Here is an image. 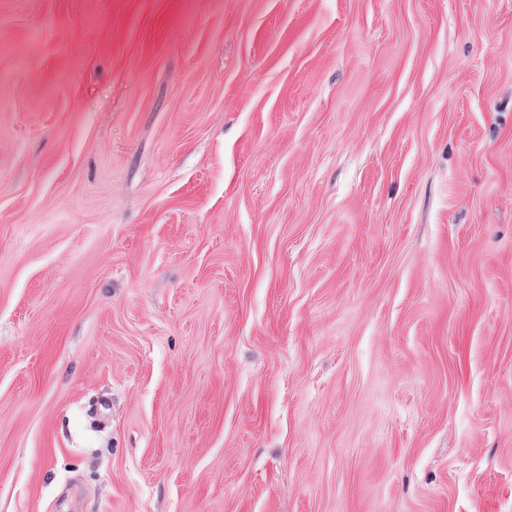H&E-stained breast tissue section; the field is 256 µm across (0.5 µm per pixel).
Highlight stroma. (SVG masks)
Masks as SVG:
<instances>
[{
	"label": "stroma",
	"mask_w": 512,
	"mask_h": 512,
	"mask_svg": "<svg viewBox=\"0 0 512 512\" xmlns=\"http://www.w3.org/2000/svg\"><path fill=\"white\" fill-rule=\"evenodd\" d=\"M0 512H512V0H0Z\"/></svg>",
	"instance_id": "1"
}]
</instances>
